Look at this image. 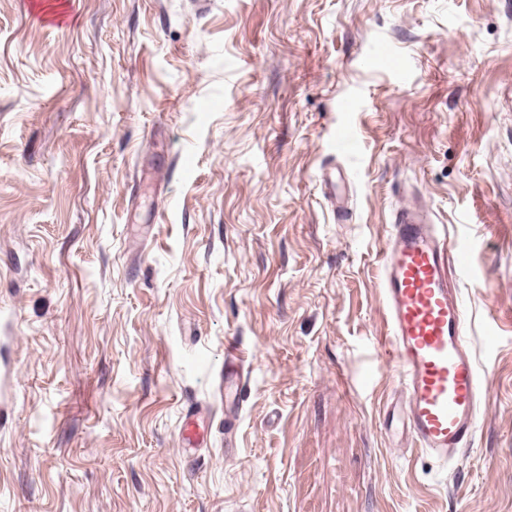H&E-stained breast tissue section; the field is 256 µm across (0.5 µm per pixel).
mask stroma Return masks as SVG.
<instances>
[{
    "label": "stroma",
    "instance_id": "35a3bbf8",
    "mask_svg": "<svg viewBox=\"0 0 512 512\" xmlns=\"http://www.w3.org/2000/svg\"><path fill=\"white\" fill-rule=\"evenodd\" d=\"M69 11L0 0V512H512V0ZM405 196L470 245L449 281L484 399L445 465L378 424ZM251 353L236 340L230 339L224 345V425L230 428L237 419L241 396L245 393L246 365L250 364ZM205 416L206 412L199 410L197 407L189 408L185 414L181 435L187 441V445L191 446L189 449L196 448L204 440L201 423L204 422Z\"/></svg>",
    "mask_w": 512,
    "mask_h": 512
}]
</instances>
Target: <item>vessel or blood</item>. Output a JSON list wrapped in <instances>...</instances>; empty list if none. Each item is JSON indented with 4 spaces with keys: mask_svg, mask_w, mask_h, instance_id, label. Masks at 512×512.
Wrapping results in <instances>:
<instances>
[{
    "mask_svg": "<svg viewBox=\"0 0 512 512\" xmlns=\"http://www.w3.org/2000/svg\"><path fill=\"white\" fill-rule=\"evenodd\" d=\"M465 257L418 202L394 210L382 250L381 280L387 333L403 399L384 405L381 427L401 428L413 447L441 464L456 459L477 431L481 381L463 329L462 304L448 284L450 253ZM251 354L236 340L224 345V421L233 425ZM205 411L189 408L181 435L188 446L204 439Z\"/></svg>",
    "mask_w": 512,
    "mask_h": 512,
    "instance_id": "obj_1",
    "label": "vessel or blood"
}]
</instances>
